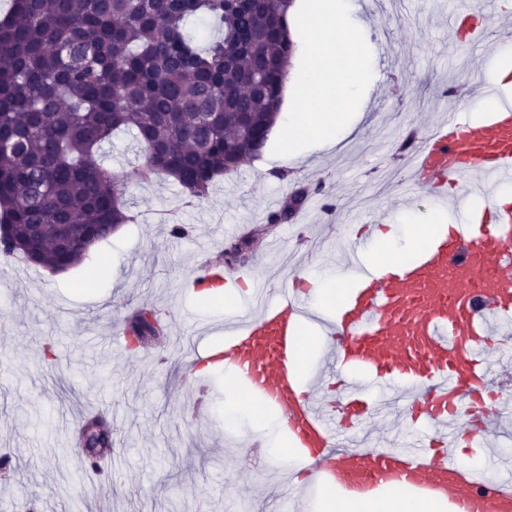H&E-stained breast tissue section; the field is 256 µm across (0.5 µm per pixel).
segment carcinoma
Segmentation results:
<instances>
[{"mask_svg":"<svg viewBox=\"0 0 512 512\" xmlns=\"http://www.w3.org/2000/svg\"><path fill=\"white\" fill-rule=\"evenodd\" d=\"M291 0H13L0 19V253L65 271L133 220L102 144L132 134L141 180L204 199L226 163L258 152L241 113L271 129L293 50ZM220 32L205 41L188 21ZM142 308L140 340L160 329ZM97 415L77 443L111 446Z\"/></svg>","mask_w":512,"mask_h":512,"instance_id":"obj_1","label":"carcinoma"}]
</instances>
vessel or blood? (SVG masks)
<instances>
[{
	"instance_id": "b4317fda",
	"label": "vessel or blood",
	"mask_w": 512,
	"mask_h": 512,
	"mask_svg": "<svg viewBox=\"0 0 512 512\" xmlns=\"http://www.w3.org/2000/svg\"><path fill=\"white\" fill-rule=\"evenodd\" d=\"M449 33L455 42L483 38L457 12ZM511 183L512 101L498 99L478 126L452 113L413 154L409 188L441 207L447 190L479 191L487 223L452 225L392 272L364 266L377 230L364 225L347 241L357 287L334 318L313 307L304 276L278 295L256 280L247 285L226 319L222 351L209 360L274 408L296 447L309 449L310 478L353 495L389 486L445 500L456 512H512V475L484 488L454 453L463 444L487 447L493 421L512 408L494 381L512 364V349L491 346L512 321V206L498 203ZM310 321L323 326L330 362L344 376L327 406L294 374L299 329ZM392 406L413 434L401 447L339 444L338 431Z\"/></svg>"
}]
</instances>
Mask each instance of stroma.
<instances>
[{"label": "stroma", "mask_w": 512, "mask_h": 512, "mask_svg": "<svg viewBox=\"0 0 512 512\" xmlns=\"http://www.w3.org/2000/svg\"><path fill=\"white\" fill-rule=\"evenodd\" d=\"M372 57L373 78L347 131L334 144L259 156L219 177L197 200L172 180L132 178L139 147L113 138L107 163L127 180L132 215L112 236L63 273L0 260V507L22 512H312L287 492L283 468L264 447L263 432L242 417L224 425L223 371L208 372L205 415L189 409L198 396L189 355L198 337L225 336L223 305L198 301L194 280L231 244L248 242V260L224 265L229 277H258L280 288L293 268L316 272L339 263L347 238L365 224L397 218L420 225L434 207L401 202L408 190L404 137H423L454 102L470 104L486 77L478 68L497 42V19L483 42L454 44L448 17L460 0H400L365 14L350 0ZM318 190L332 212L310 213L305 236L289 224L252 237L271 208H284L298 190ZM175 210L193 231L171 237L156 221ZM160 310L163 333L149 358L112 350L108 338L139 308ZM54 348L46 366L44 350ZM100 414L112 431L103 457L111 466L85 469L72 419Z\"/></svg>", "instance_id": "1"}]
</instances>
